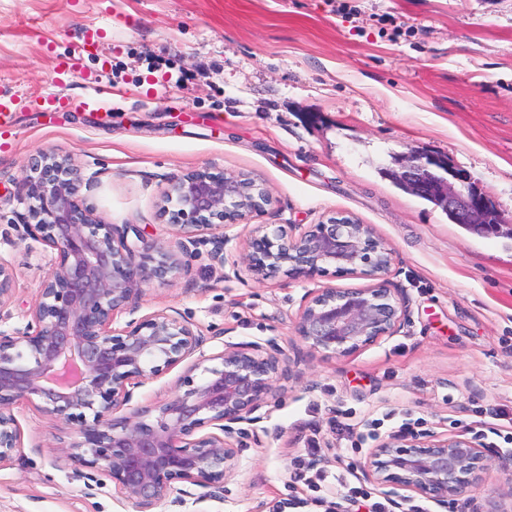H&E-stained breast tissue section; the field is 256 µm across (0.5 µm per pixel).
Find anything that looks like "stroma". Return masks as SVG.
Wrapping results in <instances>:
<instances>
[{
	"label": "stroma",
	"mask_w": 512,
	"mask_h": 512,
	"mask_svg": "<svg viewBox=\"0 0 512 512\" xmlns=\"http://www.w3.org/2000/svg\"><path fill=\"white\" fill-rule=\"evenodd\" d=\"M76 60L74 71L57 65ZM66 95L64 109L32 96ZM0 260L17 289L0 330L23 326L52 251L25 237L18 196L28 163L50 152L77 166L106 221L165 242L170 182L194 170L243 172L271 195L249 225L227 229L224 266L198 246L189 270L151 287L116 326L172 308L223 342L274 344L287 375L238 443L223 494L179 485L157 512H325L335 485L295 481L311 455L328 475L363 463L338 416L380 420L379 437L512 431V0H0ZM416 151L446 158L502 219L481 233L398 188L392 171ZM354 216L393 250L388 274L406 304L394 336L326 358L293 321L310 286L367 288L359 274L307 283L259 279L236 261L251 227L286 230ZM24 446L0 469V512H133L98 471L60 459L68 428L15 407ZM512 473L490 468L458 512H512L496 498Z\"/></svg>",
	"instance_id": "1"
}]
</instances>
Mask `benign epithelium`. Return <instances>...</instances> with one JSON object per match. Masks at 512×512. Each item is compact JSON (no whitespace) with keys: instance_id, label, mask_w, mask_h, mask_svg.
<instances>
[{"instance_id":"benign-epithelium-1","label":"benign epithelium","mask_w":512,"mask_h":512,"mask_svg":"<svg viewBox=\"0 0 512 512\" xmlns=\"http://www.w3.org/2000/svg\"><path fill=\"white\" fill-rule=\"evenodd\" d=\"M440 164L411 152L397 177L456 223L494 230L501 219L486 196L466 173L444 172ZM82 184L78 169L41 152L19 187L29 202L26 235L56 257L25 326L0 331V467L23 448L14 408L30 404L49 420L71 426L56 443L59 457L99 471L135 512H155L178 483L220 493L237 473L235 435L242 425L258 422L255 413L279 397L281 353L259 343L226 341L220 352L205 356L202 332L171 309L123 327L114 323L136 309L150 287L187 272L198 245H212L210 261L224 265L225 230L262 211L269 193L241 174L197 170L174 179L160 208L175 236L171 247L137 228L107 223L82 195ZM131 232L134 241L128 240ZM392 256L369 225L334 215L294 236L259 225L240 262L261 277L282 270L313 281L332 267L374 280L368 288L326 285L305 295L295 336L329 358L351 356L397 332L405 305L389 287ZM16 284L12 266L0 261V309L12 302ZM190 358L188 373L170 395L148 406L131 405L133 389ZM198 369L199 382L192 376ZM488 469L485 448L450 432L384 439L370 449L362 474L377 487L445 506L478 488Z\"/></svg>"}]
</instances>
